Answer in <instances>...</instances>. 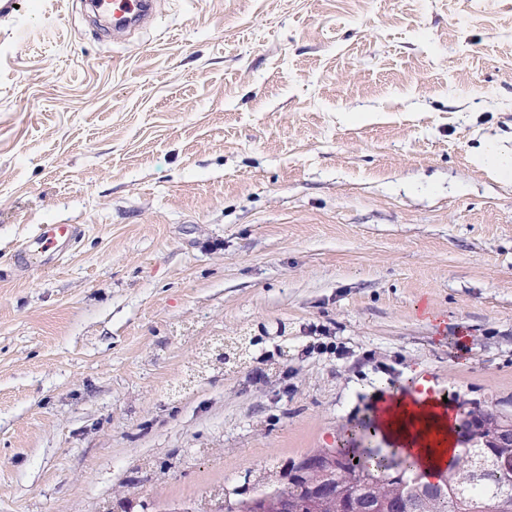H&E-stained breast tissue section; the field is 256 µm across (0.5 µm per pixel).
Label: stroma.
Segmentation results:
<instances>
[{
  "label": "stroma",
  "mask_w": 512,
  "mask_h": 512,
  "mask_svg": "<svg viewBox=\"0 0 512 512\" xmlns=\"http://www.w3.org/2000/svg\"><path fill=\"white\" fill-rule=\"evenodd\" d=\"M512 0H0V512L287 484L435 373L512 414ZM82 233L43 265L24 241ZM258 337L238 365L219 345ZM102 8L112 11V28L116 33L128 31L144 20L153 12V0H104L94 1Z\"/></svg>",
  "instance_id": "35a3bbf8"
}]
</instances>
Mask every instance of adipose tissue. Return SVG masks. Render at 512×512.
<instances>
[{"mask_svg": "<svg viewBox=\"0 0 512 512\" xmlns=\"http://www.w3.org/2000/svg\"><path fill=\"white\" fill-rule=\"evenodd\" d=\"M376 424L388 440L402 446L409 460L441 461L459 452L451 420L404 399H397L387 414L377 415Z\"/></svg>", "mask_w": 512, "mask_h": 512, "instance_id": "ef3b65f1", "label": "adipose tissue"}]
</instances>
